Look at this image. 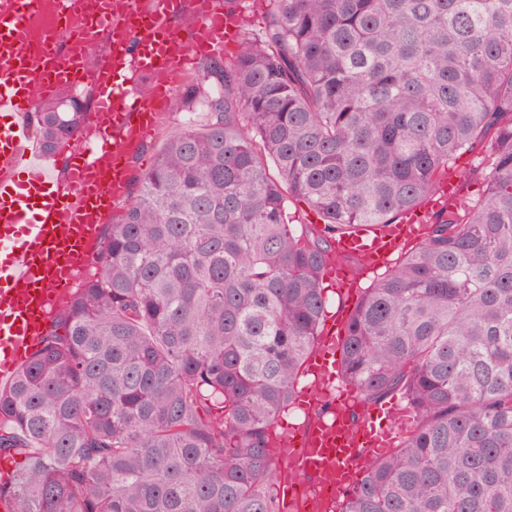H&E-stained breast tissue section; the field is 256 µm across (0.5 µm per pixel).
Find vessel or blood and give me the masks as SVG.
Here are the masks:
<instances>
[{
    "mask_svg": "<svg viewBox=\"0 0 512 512\" xmlns=\"http://www.w3.org/2000/svg\"><path fill=\"white\" fill-rule=\"evenodd\" d=\"M0 0V379L12 382L43 347L55 317L95 267L102 228L124 197L128 162L194 58L224 53L236 36L241 8L224 0ZM56 22L39 26L46 6ZM191 11L181 33L172 19ZM150 77L147 92L132 95L119 70ZM88 82L96 108L63 144L65 179L56 162L34 158L27 116L35 101L62 86ZM428 210H413L401 224H366L341 235L339 255L361 258L368 269L389 264L402 246L417 242ZM340 304L358 290L342 268H328ZM342 343L321 332L305 360L313 380L298 402L309 416L303 429L281 433L280 463L300 462L297 477L277 485L282 512H302L316 496L334 501L351 493L367 467L403 435L409 409L402 403L374 412L359 409L353 388L337 373Z\"/></svg>",
    "mask_w": 512,
    "mask_h": 512,
    "instance_id": "b4317fda",
    "label": "vessel or blood"
}]
</instances>
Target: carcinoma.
I'll use <instances>...</instances> for the list:
<instances>
[{
    "label": "carcinoma",
    "instance_id": "obj_1",
    "mask_svg": "<svg viewBox=\"0 0 512 512\" xmlns=\"http://www.w3.org/2000/svg\"><path fill=\"white\" fill-rule=\"evenodd\" d=\"M0 388L11 512H280L271 429L330 307L332 243L492 148L349 317L340 368L414 425L339 512H512V0H269ZM33 113L47 152L85 117ZM321 224L294 223L288 202ZM220 417L203 416L208 407ZM485 158V151L482 153H469L460 157L456 162V169L448 170V176L453 177L457 184V199H470L477 195L479 184L473 179H465L458 171H472L481 167L480 164Z\"/></svg>",
    "mask_w": 512,
    "mask_h": 512
}]
</instances>
